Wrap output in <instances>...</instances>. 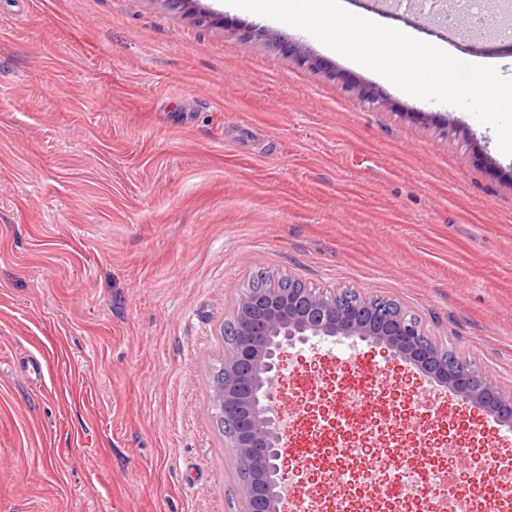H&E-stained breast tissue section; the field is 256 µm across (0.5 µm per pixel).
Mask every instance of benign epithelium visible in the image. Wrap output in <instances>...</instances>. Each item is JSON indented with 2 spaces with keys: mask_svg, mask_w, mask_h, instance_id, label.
I'll use <instances>...</instances> for the list:
<instances>
[{
  "mask_svg": "<svg viewBox=\"0 0 512 512\" xmlns=\"http://www.w3.org/2000/svg\"><path fill=\"white\" fill-rule=\"evenodd\" d=\"M364 302L343 306L315 288H272L236 302L238 330L224 354V384L213 397L230 421L228 447L247 462L249 473L237 487L240 512H282L283 474L279 461L282 423L275 406L280 389L281 357L309 342L339 339L356 346L371 341L418 367L435 384L463 403L482 408L512 429V389L490 376L433 354L422 341L425 331L400 308L381 321Z\"/></svg>",
  "mask_w": 512,
  "mask_h": 512,
  "instance_id": "1",
  "label": "benign epithelium"
}]
</instances>
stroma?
Returning a JSON list of instances; mask_svg holds the SVG:
<instances>
[{"mask_svg": "<svg viewBox=\"0 0 512 512\" xmlns=\"http://www.w3.org/2000/svg\"><path fill=\"white\" fill-rule=\"evenodd\" d=\"M419 31L512 79L508 40ZM259 271L394 300L512 387V156L490 127L223 0H0V512H238L210 396ZM346 349L288 350L281 407L327 411L297 394L349 376ZM360 350L384 372L369 407L428 392L460 469L512 447Z\"/></svg>", "mask_w": 512, "mask_h": 512, "instance_id": "1", "label": "stroma"}]
</instances>
